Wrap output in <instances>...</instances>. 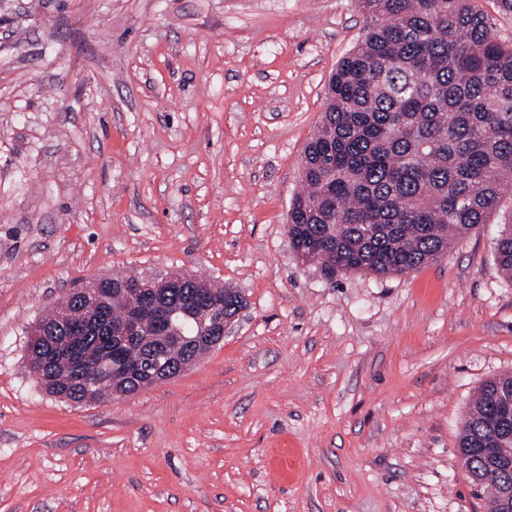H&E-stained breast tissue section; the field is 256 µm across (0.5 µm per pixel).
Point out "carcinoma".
<instances>
[{
  "instance_id": "cac0c4a2",
  "label": "carcinoma",
  "mask_w": 512,
  "mask_h": 512,
  "mask_svg": "<svg viewBox=\"0 0 512 512\" xmlns=\"http://www.w3.org/2000/svg\"><path fill=\"white\" fill-rule=\"evenodd\" d=\"M369 19L365 38L344 56L329 82L320 128L304 151L305 191L288 209V242L303 258L327 270L398 276L444 255L501 202L512 182V43L500 41L475 0H362ZM495 257L512 279V224L503 225ZM137 276L112 277L111 321L125 317L120 294ZM232 298L230 288L187 280L177 300L197 288ZM52 311L44 335L27 344L45 354L42 389L83 404L113 395L103 382L87 390L54 359L59 344L112 350L110 327L96 324L71 338ZM177 337L160 349L131 339L127 358L149 369L208 351L192 344L210 331L177 321ZM512 374L486 382L461 422L458 449L494 445L488 430ZM503 476L485 469L473 495L497 498Z\"/></svg>"
}]
</instances>
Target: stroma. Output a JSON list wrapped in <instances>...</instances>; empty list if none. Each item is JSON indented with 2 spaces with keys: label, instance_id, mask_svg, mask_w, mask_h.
Returning <instances> with one entry per match:
<instances>
[{
  "label": "stroma",
  "instance_id": "35a3bbf8",
  "mask_svg": "<svg viewBox=\"0 0 512 512\" xmlns=\"http://www.w3.org/2000/svg\"><path fill=\"white\" fill-rule=\"evenodd\" d=\"M359 0H0V512H484L458 453L512 374V197L403 276L288 246ZM239 291L192 369L76 406L26 369L84 282ZM512 222L504 224L496 240L495 257L499 270L512 279Z\"/></svg>",
  "mask_w": 512,
  "mask_h": 512
}]
</instances>
